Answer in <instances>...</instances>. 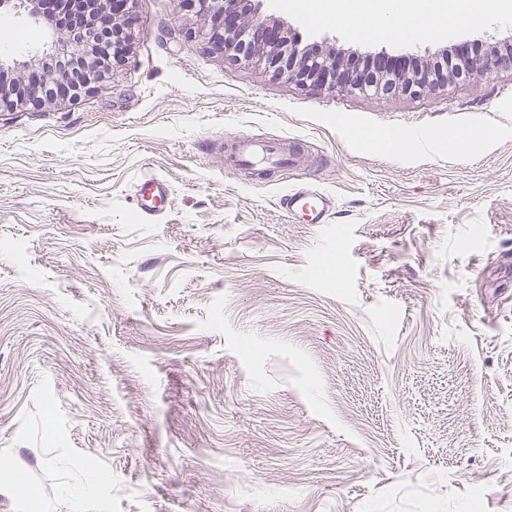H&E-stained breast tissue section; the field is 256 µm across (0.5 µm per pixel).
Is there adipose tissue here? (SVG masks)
Listing matches in <instances>:
<instances>
[{
  "label": "adipose tissue",
  "mask_w": 512,
  "mask_h": 512,
  "mask_svg": "<svg viewBox=\"0 0 512 512\" xmlns=\"http://www.w3.org/2000/svg\"><path fill=\"white\" fill-rule=\"evenodd\" d=\"M505 0H460L456 11L431 0L428 9L415 10L413 0H289L290 9L312 20L334 21L346 13L362 18L369 35L376 38H423L467 19H506L512 12Z\"/></svg>",
  "instance_id": "ef3b65f1"
}]
</instances>
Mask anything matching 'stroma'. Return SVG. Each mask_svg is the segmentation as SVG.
<instances>
[{
	"mask_svg": "<svg viewBox=\"0 0 512 512\" xmlns=\"http://www.w3.org/2000/svg\"><path fill=\"white\" fill-rule=\"evenodd\" d=\"M263 11L353 60L512 44V18L398 40ZM125 17L94 89L0 112V512H512V74L343 96L225 60L179 0ZM46 40L0 27L10 76ZM468 126L499 135L441 142ZM414 129L427 150L367 139ZM229 134L300 159L222 168ZM292 188L332 197L325 223ZM170 195V185L165 178L147 172L138 179L136 196L141 202L140 211L147 218L158 217L169 203ZM280 206L288 213L298 212L309 224H322L332 199L322 191L304 188L292 189L279 199Z\"/></svg>",
	"mask_w": 512,
	"mask_h": 512,
	"instance_id": "stroma-1",
	"label": "stroma"
}]
</instances>
